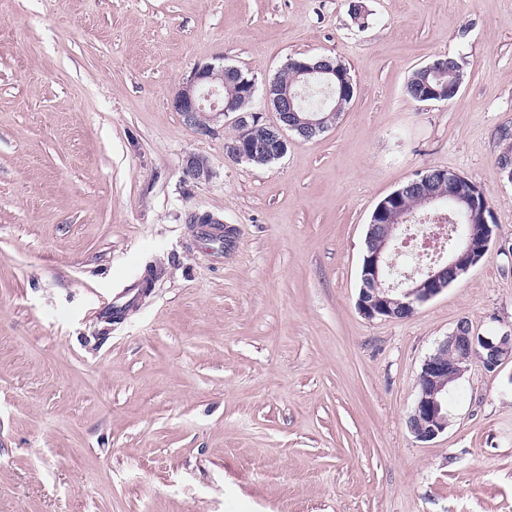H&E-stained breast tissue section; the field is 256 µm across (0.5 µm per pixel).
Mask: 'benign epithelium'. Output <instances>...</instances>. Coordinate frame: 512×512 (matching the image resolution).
<instances>
[{
    "label": "benign epithelium",
    "mask_w": 512,
    "mask_h": 512,
    "mask_svg": "<svg viewBox=\"0 0 512 512\" xmlns=\"http://www.w3.org/2000/svg\"><path fill=\"white\" fill-rule=\"evenodd\" d=\"M218 68L212 64L196 67L190 76L175 89L171 105L182 116L184 125L199 133L213 135L224 117L235 114L234 123L251 125L253 138L248 143L251 153L276 151L282 154L288 145L286 132L292 131L304 140H310L323 130L320 118L313 112L298 115L296 99L298 93L286 90L273 94L267 89V99L279 115L275 125L255 121L257 112H238L237 99L241 90L254 91L253 82L242 77L235 67L225 69L220 85H214ZM336 68L321 59L315 64L305 63L301 67V79L308 82L317 77H328ZM207 113V124L198 123V115ZM184 171L195 181H207L212 170L207 161L195 154L182 160ZM448 184V192L436 190V185ZM467 179L447 169L431 170L410 182V187L420 193L423 204L434 206L446 198L457 209L473 213L479 219L481 232L465 235L448 252L442 263L429 269L421 279H411L401 288L382 287L386 258L395 250L398 229L403 217L396 212L399 196L403 191L390 194L371 216L366 235V253L361 267V281L357 308L367 319L405 318L415 307L447 289L462 274L478 264L489 250L495 227L494 216L489 206L478 209L472 191L466 188ZM482 363L489 371L497 370L512 360V331L500 336L478 335L471 323L460 320L455 329L438 345L436 351L423 363L419 375V396L408 417V428L414 438L428 442L437 438L448 428V384L457 381L468 371L473 361Z\"/></svg>",
    "instance_id": "obj_1"
}]
</instances>
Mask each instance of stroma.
Returning a JSON list of instances; mask_svg holds the SVG:
<instances>
[{"label":"stroma","mask_w":512,"mask_h":512,"mask_svg":"<svg viewBox=\"0 0 512 512\" xmlns=\"http://www.w3.org/2000/svg\"><path fill=\"white\" fill-rule=\"evenodd\" d=\"M351 3L0 0V512H512V360L470 366L436 439L407 427L458 320L512 329V0H361L362 24ZM298 53L356 90L274 163L171 106L195 66L262 87ZM445 54L456 97L413 101ZM430 168L484 191L490 248L412 315L366 319L371 215ZM429 65L433 66V69H429ZM442 71L441 82L438 83V79L435 77V71ZM464 80V69L460 61L450 55H443L435 59L431 64H427L417 69L409 79L406 91L408 96L415 102L422 103L419 99L426 94L432 92L433 89H440L443 84L448 83V89L458 84L462 85ZM457 95V94H456ZM456 95H450L443 99L438 90H434L433 93L429 94L425 100L436 99L437 101H450Z\"/></svg>","instance_id":"obj_1"}]
</instances>
